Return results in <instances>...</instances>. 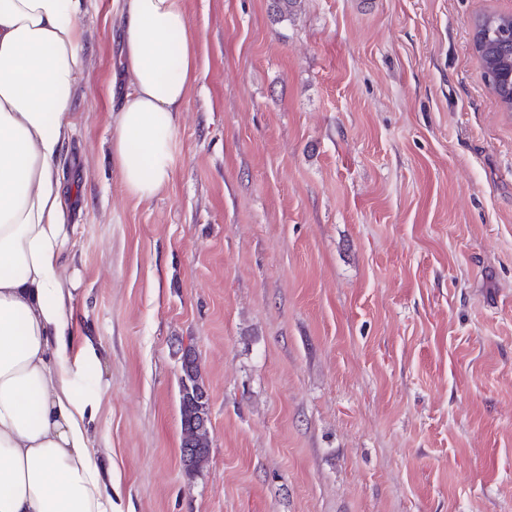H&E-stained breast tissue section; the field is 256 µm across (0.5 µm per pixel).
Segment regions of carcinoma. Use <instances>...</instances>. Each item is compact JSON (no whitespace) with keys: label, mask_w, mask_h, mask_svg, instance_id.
<instances>
[{"label":"carcinoma","mask_w":512,"mask_h":512,"mask_svg":"<svg viewBox=\"0 0 512 512\" xmlns=\"http://www.w3.org/2000/svg\"><path fill=\"white\" fill-rule=\"evenodd\" d=\"M474 48L482 75L489 79L502 108L512 112V16L485 14L475 25ZM180 417L181 451L188 452V471L198 470L208 460L207 431L197 430L199 413L210 412L209 396L196 353L181 355Z\"/></svg>","instance_id":"cac0c4a2"}]
</instances>
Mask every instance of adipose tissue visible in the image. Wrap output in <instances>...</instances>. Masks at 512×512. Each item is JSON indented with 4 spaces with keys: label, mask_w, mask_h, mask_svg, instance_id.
Masks as SVG:
<instances>
[{
    "label": "adipose tissue",
    "mask_w": 512,
    "mask_h": 512,
    "mask_svg": "<svg viewBox=\"0 0 512 512\" xmlns=\"http://www.w3.org/2000/svg\"><path fill=\"white\" fill-rule=\"evenodd\" d=\"M129 77L112 155L126 189L170 177L175 116L196 82L183 0H112ZM80 0H0V512H120L112 461L95 445L93 337L68 324L67 237L55 161L72 130L82 68Z\"/></svg>",
    "instance_id": "adipose-tissue-1"
}]
</instances>
